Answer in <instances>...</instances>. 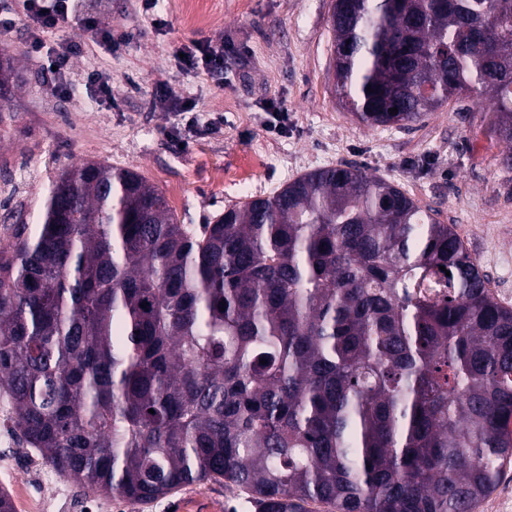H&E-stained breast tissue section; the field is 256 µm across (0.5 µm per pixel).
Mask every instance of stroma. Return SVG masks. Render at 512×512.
<instances>
[{
    "instance_id": "obj_1",
    "label": "stroma",
    "mask_w": 512,
    "mask_h": 512,
    "mask_svg": "<svg viewBox=\"0 0 512 512\" xmlns=\"http://www.w3.org/2000/svg\"><path fill=\"white\" fill-rule=\"evenodd\" d=\"M335 0H77V15L106 18L117 47L77 23L46 33L74 40L68 92L56 91L43 60L25 56L13 111L0 118V227L17 211L41 208L61 170L100 161L135 170L166 198L179 223L206 224L249 198H267L303 174L356 165L383 177L420 205L439 210L489 278L495 299L512 308V172L504 143L491 139L490 98H450L409 128L370 127L345 108L333 68ZM221 40L224 78L175 65L193 42ZM112 79L111 101L86 90L88 73ZM195 101L219 125L173 136V113L151 109L159 89ZM288 112L281 133L265 127L269 102ZM21 485L43 512H253L244 493L200 482L132 504L92 495L24 447H0V485Z\"/></svg>"
}]
</instances>
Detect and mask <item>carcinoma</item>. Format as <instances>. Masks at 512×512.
I'll list each match as a JSON object with an SVG mask.
<instances>
[{
  "mask_svg": "<svg viewBox=\"0 0 512 512\" xmlns=\"http://www.w3.org/2000/svg\"><path fill=\"white\" fill-rule=\"evenodd\" d=\"M331 27L361 123L489 96L512 144V0H335ZM22 55L0 57V113ZM4 233L0 396L84 489L138 504L223 479L255 512H472L512 463V308L436 210L359 167L196 228L138 172L86 162Z\"/></svg>",
  "mask_w": 512,
  "mask_h": 512,
  "instance_id": "obj_1",
  "label": "carcinoma"
}]
</instances>
